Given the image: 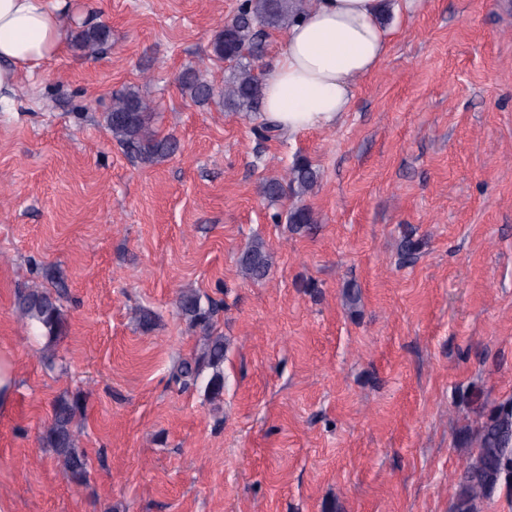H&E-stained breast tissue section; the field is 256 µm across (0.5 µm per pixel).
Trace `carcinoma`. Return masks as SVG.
Listing matches in <instances>:
<instances>
[{
    "mask_svg": "<svg viewBox=\"0 0 512 512\" xmlns=\"http://www.w3.org/2000/svg\"><path fill=\"white\" fill-rule=\"evenodd\" d=\"M309 4L310 0H243L237 16L215 35L212 42L214 55L234 63L224 79V88L214 91L196 72L189 70L180 77L184 90L198 103L210 100L217 93L228 110L262 111L263 85L251 63L263 52L261 28L286 29L306 12ZM110 35V29L105 25L85 27L77 32L75 47L82 56L94 58L103 51ZM153 118L152 100L135 87L113 94L112 103L103 116L112 138L128 154L145 164L159 162L177 148L172 137L159 135L153 126ZM317 180L318 173L312 165L298 160L285 169L281 177L266 181L262 192L275 198L290 188L303 195L313 190ZM287 222L301 230L315 223V219L312 211L302 205L288 212ZM238 263L245 277L259 280L268 274L272 256L263 241L255 240L241 252ZM178 308L201 336L199 352L183 360L178 372L194 381L203 380L205 392L216 399L224 393V336L216 332L215 322L222 305L213 300L204 304L199 295L189 290L180 294ZM16 313L22 326L38 330L47 338L42 359L50 365L55 364L52 344L66 328L60 297L46 290H20L16 294ZM207 369L210 374L205 377L203 373ZM84 414L81 395L62 396L55 402L51 422L41 435L42 443L55 451L62 471L78 483L84 482L89 474V458L79 445ZM511 443L512 421L507 418L482 435L481 452L468 467L479 477L475 480L467 477L463 484L464 496L468 500L485 496L496 484L501 469L497 450Z\"/></svg>",
    "mask_w": 512,
    "mask_h": 512,
    "instance_id": "cac0c4a2",
    "label": "carcinoma"
}]
</instances>
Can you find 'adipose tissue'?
<instances>
[{"label": "adipose tissue", "mask_w": 512, "mask_h": 512, "mask_svg": "<svg viewBox=\"0 0 512 512\" xmlns=\"http://www.w3.org/2000/svg\"><path fill=\"white\" fill-rule=\"evenodd\" d=\"M383 9L384 0H313L264 81L261 122L288 134L334 127L355 82L388 51ZM65 15V0H0V98L14 91L22 72L64 46Z\"/></svg>", "instance_id": "1"}]
</instances>
